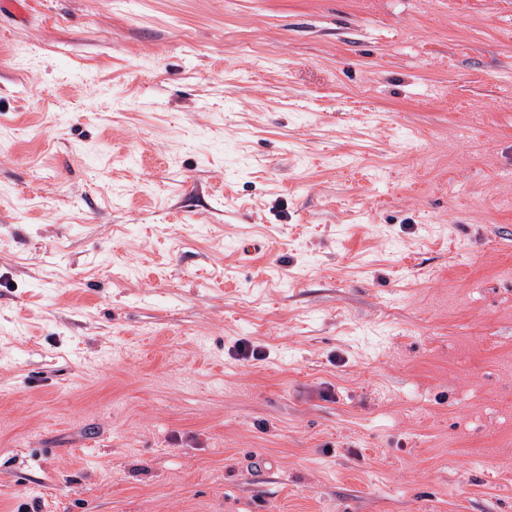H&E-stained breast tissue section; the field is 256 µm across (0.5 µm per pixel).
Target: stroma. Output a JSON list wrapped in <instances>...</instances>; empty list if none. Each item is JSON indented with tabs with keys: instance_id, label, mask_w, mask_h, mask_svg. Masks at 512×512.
<instances>
[{
	"instance_id": "stroma-1",
	"label": "stroma",
	"mask_w": 512,
	"mask_h": 512,
	"mask_svg": "<svg viewBox=\"0 0 512 512\" xmlns=\"http://www.w3.org/2000/svg\"><path fill=\"white\" fill-rule=\"evenodd\" d=\"M28 2L0 512H512V0Z\"/></svg>"
}]
</instances>
